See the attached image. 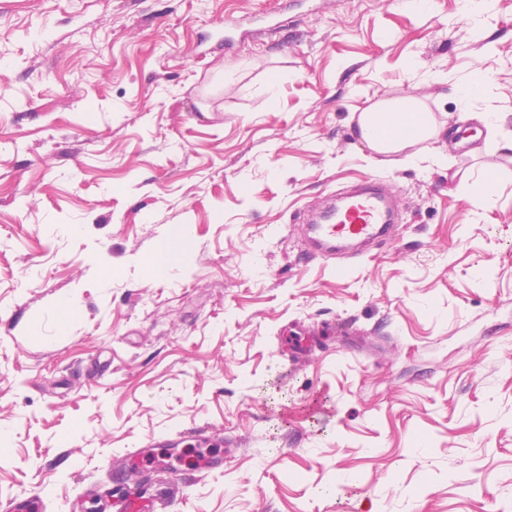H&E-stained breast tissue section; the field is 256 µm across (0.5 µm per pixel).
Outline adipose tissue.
<instances>
[{
    "mask_svg": "<svg viewBox=\"0 0 512 512\" xmlns=\"http://www.w3.org/2000/svg\"><path fill=\"white\" fill-rule=\"evenodd\" d=\"M360 131L369 147L381 155H402L412 162L413 147L438 137L431 114L414 96L381 98L367 106L359 116Z\"/></svg>",
    "mask_w": 512,
    "mask_h": 512,
    "instance_id": "1",
    "label": "adipose tissue"
}]
</instances>
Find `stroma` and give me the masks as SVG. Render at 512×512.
<instances>
[{"label":"stroma","instance_id":"1","mask_svg":"<svg viewBox=\"0 0 512 512\" xmlns=\"http://www.w3.org/2000/svg\"><path fill=\"white\" fill-rule=\"evenodd\" d=\"M407 95L440 134L376 163ZM369 178L390 238L312 256L298 212ZM193 426L224 469L170 512H512V0H0V501L95 512ZM362 138L377 154L395 155L438 137L431 113L414 96L381 98L359 116ZM3 512H40L45 510L44 501L32 490H20L5 503L1 502Z\"/></svg>","mask_w":512,"mask_h":512}]
</instances>
